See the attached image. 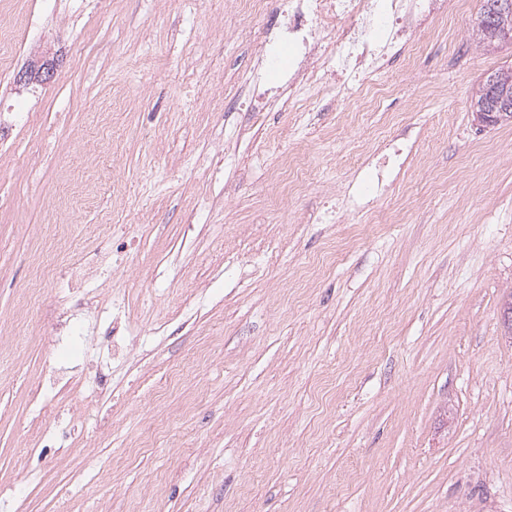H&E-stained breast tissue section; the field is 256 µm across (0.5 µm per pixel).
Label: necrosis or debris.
<instances>
[{
    "mask_svg": "<svg viewBox=\"0 0 512 512\" xmlns=\"http://www.w3.org/2000/svg\"><path fill=\"white\" fill-rule=\"evenodd\" d=\"M253 26L242 38L259 39V62L249 72L246 93L233 94L229 112H304L315 98L354 99L372 105L366 78L387 83L394 61L413 46L432 42L448 16V0H247ZM288 70H280L281 58ZM410 147L389 142L361 159L365 186L349 199L351 207L385 198L390 176L403 165Z\"/></svg>",
    "mask_w": 512,
    "mask_h": 512,
    "instance_id": "necrosis-or-debris-1",
    "label": "necrosis or debris"
}]
</instances>
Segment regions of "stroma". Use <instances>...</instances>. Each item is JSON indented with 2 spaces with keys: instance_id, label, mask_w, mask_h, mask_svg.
<instances>
[{
  "instance_id": "35a3bbf8",
  "label": "stroma",
  "mask_w": 512,
  "mask_h": 512,
  "mask_svg": "<svg viewBox=\"0 0 512 512\" xmlns=\"http://www.w3.org/2000/svg\"><path fill=\"white\" fill-rule=\"evenodd\" d=\"M22 2L15 68L56 67L0 72V512H512V123L472 115L512 43L478 39L481 0L357 115L225 111L241 0ZM386 138L416 151L393 194L321 223ZM62 370L109 379L83 422L30 411ZM43 426L70 447L23 458Z\"/></svg>"
}]
</instances>
